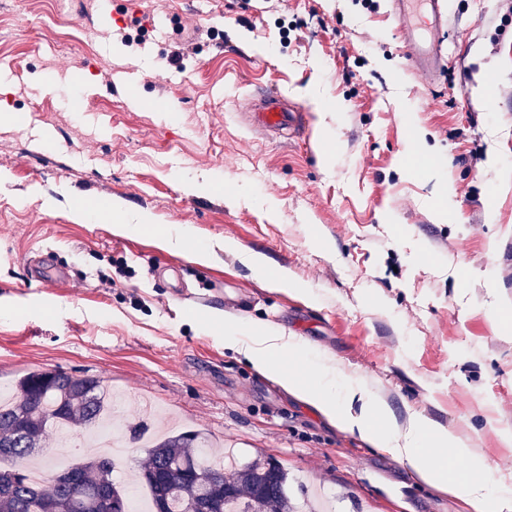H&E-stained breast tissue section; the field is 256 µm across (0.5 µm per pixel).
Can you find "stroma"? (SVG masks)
I'll list each match as a JSON object with an SVG mask.
<instances>
[{"label": "stroma", "mask_w": 512, "mask_h": 512, "mask_svg": "<svg viewBox=\"0 0 512 512\" xmlns=\"http://www.w3.org/2000/svg\"><path fill=\"white\" fill-rule=\"evenodd\" d=\"M103 6L0 0V108L19 119L0 123V386L98 377L120 416L150 419L149 401L240 463L279 461L294 512H464L226 350L207 322L221 311L296 337L307 376L334 362L337 393L360 382L397 417L453 429L490 488L512 489V0H452L432 81L390 0H114L99 25ZM260 91L299 105L303 134L248 127ZM428 161L451 188L440 223ZM203 176L222 190L185 191ZM115 201L151 224L116 233ZM175 226L192 249L162 245ZM219 241L235 251L195 261ZM243 263L271 285L280 287L288 284V271L281 269L276 273H270L264 257L258 253H247L242 256Z\"/></svg>", "instance_id": "35a3bbf8"}]
</instances>
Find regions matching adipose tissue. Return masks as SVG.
Here are the masks:
<instances>
[{
    "mask_svg": "<svg viewBox=\"0 0 512 512\" xmlns=\"http://www.w3.org/2000/svg\"><path fill=\"white\" fill-rule=\"evenodd\" d=\"M211 325L223 329L225 347L242 355L255 371L272 376L289 394L313 407L331 424L340 425L368 444L386 448L421 482L460 499L466 512H512L511 492L495 495L483 480L449 477L446 468L423 451V444L429 443L452 450L458 457L469 456L466 443L448 427L415 413L397 419L383 401L370 398L361 384L351 387L345 395H336L331 386L336 373L332 364H325L314 381L303 378L296 367L276 365V355L293 357L300 351L296 337L280 328L257 326L251 337L245 338L240 336L238 324L222 317H213Z\"/></svg>",
    "mask_w": 512,
    "mask_h": 512,
    "instance_id": "obj_1",
    "label": "adipose tissue"
}]
</instances>
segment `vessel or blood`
Masks as SVG:
<instances>
[{
    "label": "vessel or blood",
    "mask_w": 512,
    "mask_h": 512,
    "mask_svg": "<svg viewBox=\"0 0 512 512\" xmlns=\"http://www.w3.org/2000/svg\"><path fill=\"white\" fill-rule=\"evenodd\" d=\"M392 15L413 50V67L430 77L440 73L444 60L437 35L448 24V0H392ZM246 112L254 129L269 132L298 130L306 117L299 107L276 93L264 101L250 100Z\"/></svg>",
    "instance_id": "obj_1"
}]
</instances>
